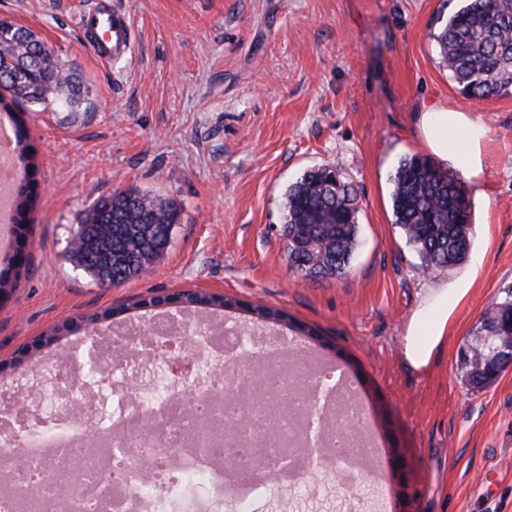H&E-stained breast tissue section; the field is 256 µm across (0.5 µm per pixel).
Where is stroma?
<instances>
[{"label": "stroma", "instance_id": "1", "mask_svg": "<svg viewBox=\"0 0 512 512\" xmlns=\"http://www.w3.org/2000/svg\"><path fill=\"white\" fill-rule=\"evenodd\" d=\"M91 0H0V20L35 31L85 86L77 111L27 116L41 165L29 273L0 307V390L50 391L86 331L22 367L14 351L105 310L100 342L156 320L235 326L313 349L357 383L374 461L386 477L370 512H512V369L471 388L460 350L512 287V97L479 101L438 66L444 0H113L131 17L133 53L99 65L76 16ZM457 106L484 130L483 174L468 181L472 246L463 263L423 267L395 224L401 159L430 150L421 116ZM336 169L359 199L349 271L309 283L288 265L285 193L306 171ZM134 188L179 213L169 247L119 286L78 267L68 243L100 197ZM462 288L448 337L422 371L404 338L429 289ZM235 309L137 307L178 291ZM260 305L286 321L263 323ZM314 327L318 338L292 330Z\"/></svg>", "mask_w": 512, "mask_h": 512}]
</instances>
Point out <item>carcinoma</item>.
I'll list each match as a JSON object with an SVG mask.
<instances>
[{
  "label": "carcinoma",
  "mask_w": 512,
  "mask_h": 512,
  "mask_svg": "<svg viewBox=\"0 0 512 512\" xmlns=\"http://www.w3.org/2000/svg\"><path fill=\"white\" fill-rule=\"evenodd\" d=\"M440 66L462 94L479 100L512 96V0H456L433 34ZM0 79L4 91L0 112L12 116L19 179L12 232L15 247L0 269V296L27 272L28 239L39 195L36 148L26 116L51 102L71 107L81 85L33 31L0 20ZM284 235L289 268L304 279L347 272L356 241L359 201L352 183L329 167L305 172L286 192ZM394 223L403 230L428 269L442 270L466 260L472 243L471 206L461 177L427 156L403 158L394 173ZM179 214L131 188L99 199L80 224V264L104 283H123L140 274L169 240ZM185 303L233 308L234 298L178 293L149 299L148 305ZM512 327V294L486 311L483 326ZM468 381L477 389L494 384L499 374L479 372L466 364Z\"/></svg>",
  "instance_id": "obj_1"
}]
</instances>
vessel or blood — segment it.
I'll return each instance as SVG.
<instances>
[{
    "label": "vessel or blood",
    "mask_w": 512,
    "mask_h": 512,
    "mask_svg": "<svg viewBox=\"0 0 512 512\" xmlns=\"http://www.w3.org/2000/svg\"><path fill=\"white\" fill-rule=\"evenodd\" d=\"M78 26L100 63H111L112 59L126 55L131 47L130 19L112 0H93L79 16Z\"/></svg>",
    "instance_id": "b4317fda"
}]
</instances>
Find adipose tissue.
Instances as JSON below:
<instances>
[{"label": "adipose tissue", "instance_id": "adipose-tissue-1", "mask_svg": "<svg viewBox=\"0 0 512 512\" xmlns=\"http://www.w3.org/2000/svg\"><path fill=\"white\" fill-rule=\"evenodd\" d=\"M423 137L437 155L464 154L470 178L483 173L481 135L464 111L448 107H432L422 117ZM429 322L412 319L405 337L404 358L416 370L428 367L435 351L448 332V293H431L426 299Z\"/></svg>", "mask_w": 512, "mask_h": 512}]
</instances>
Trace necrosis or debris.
Returning a JSON list of instances; mask_svg holds the SVG:
<instances>
[{"label": "necrosis or debris", "instance_id": "1", "mask_svg": "<svg viewBox=\"0 0 512 512\" xmlns=\"http://www.w3.org/2000/svg\"><path fill=\"white\" fill-rule=\"evenodd\" d=\"M197 331L221 363L206 378L196 374L195 355L184 343L166 339L164 325H156L148 336L126 334L124 370L143 374L156 361L167 363L165 395L158 404L142 390L125 395L122 408L94 440L88 431L101 419V401L74 371L57 380L64 399L52 416L34 413L15 395L1 393L0 449L23 448L26 464L0 483V512H46L52 502L62 503L63 512H224L228 500L245 508L264 487L253 467L259 457L291 460V467L278 474L282 487L307 484L314 464L335 473L345 512H364L353 451L371 441L349 431L352 422L364 417L349 377L324 373L294 347L280 356L267 340L254 345L259 364L246 365L238 330L218 332L201 322ZM302 382L323 391L324 432L314 457L292 458L288 452L301 438L308 414V401L298 389ZM187 388L196 397L191 406L181 402ZM73 404L78 412H70ZM146 455L154 459V490L147 498L138 493L143 484L139 462ZM75 466L78 480L61 491L59 479ZM185 471L205 476L210 493L173 500L169 487Z\"/></svg>", "mask_w": 512, "mask_h": 512}]
</instances>
